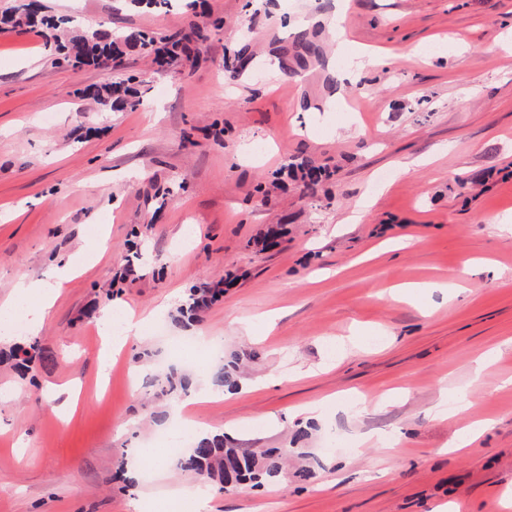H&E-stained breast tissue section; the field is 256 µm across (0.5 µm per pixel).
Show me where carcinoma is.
I'll use <instances>...</instances> for the list:
<instances>
[{"mask_svg":"<svg viewBox=\"0 0 512 512\" xmlns=\"http://www.w3.org/2000/svg\"><path fill=\"white\" fill-rule=\"evenodd\" d=\"M68 23L66 19H55L42 13L25 10L24 5L14 4L0 11V25L14 30L37 28L48 47L54 48L59 60L80 64H108L121 59L128 52L139 50L166 58L176 52H191L189 44L176 40L169 48L155 47L154 37L144 32L115 33L110 28H91L73 32L63 40L58 30ZM83 96L113 111L127 108L135 109L142 104L140 92L134 78L119 77L101 86L87 88ZM292 177L302 181L310 177L313 183L319 180L313 177L317 172L327 177L322 167L307 164L288 165ZM204 306V300L193 294L187 303L178 309L179 317L188 322L198 319ZM43 359L38 341H31L28 346H17L12 350L0 351V360H10L21 373H27L31 363ZM238 363L232 357L222 363L215 372V382L228 391L238 387ZM190 378L175 369L170 370L162 381L161 392L171 400H177L188 390ZM286 448H267L261 454L247 448H238L222 434L207 433L197 437L194 445L185 453L176 456L171 464L178 470L196 475L203 483L210 485L214 491L225 493L241 486L255 490L274 487L279 484L283 471Z\"/></svg>","mask_w":512,"mask_h":512,"instance_id":"carcinoma-1","label":"carcinoma"}]
</instances>
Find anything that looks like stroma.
Returning <instances> with one entry per match:
<instances>
[{
  "instance_id": "stroma-1",
  "label": "stroma",
  "mask_w": 512,
  "mask_h": 512,
  "mask_svg": "<svg viewBox=\"0 0 512 512\" xmlns=\"http://www.w3.org/2000/svg\"><path fill=\"white\" fill-rule=\"evenodd\" d=\"M39 2L86 27L189 38L192 53L73 67L38 30L0 31V300L18 271L79 268L38 337L44 361L24 376L0 366V512H137L145 497L168 512L188 491L200 512H508L512 386L497 382L512 348L481 378L471 362L512 339V0H350L342 47L337 0ZM120 74L138 79L136 109L82 97ZM301 159L331 180L284 178ZM482 171V189H462ZM402 236L413 248L371 256ZM458 276L469 299L440 290ZM398 283L434 290L397 300ZM215 288L200 323L176 320L192 291ZM106 305L155 318L103 387ZM202 332L239 355L242 391L183 352ZM172 368L208 394L183 411L184 443L233 424L239 447L287 449L276 489L219 496L168 464L131 488L115 479L158 447L171 410L131 388L133 371ZM69 382L73 414L53 411L52 387ZM445 386L467 416H434ZM399 387L397 403L361 408ZM318 401L305 425L297 410ZM471 418L485 435L447 452ZM305 454L315 475L301 480Z\"/></svg>"
}]
</instances>
